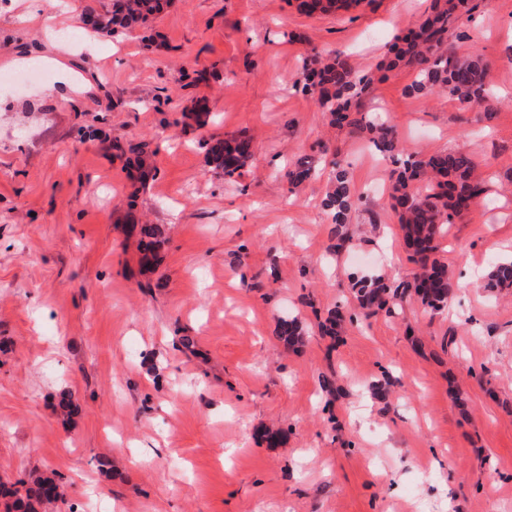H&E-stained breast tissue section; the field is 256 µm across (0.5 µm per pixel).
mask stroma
Wrapping results in <instances>:
<instances>
[{"instance_id":"35a3bbf8","label":"stroma","mask_w":512,"mask_h":512,"mask_svg":"<svg viewBox=\"0 0 512 512\" xmlns=\"http://www.w3.org/2000/svg\"><path fill=\"white\" fill-rule=\"evenodd\" d=\"M108 2L0 0V478L54 477L76 512H512V288L484 287L512 258V0H479L449 40L489 64L492 118L408 94V67L362 101L410 152L476 154L490 187L441 240L447 308L367 319L351 274L415 271L393 163L296 83L312 47L374 71L433 0L314 16L295 0H173L119 38L83 24ZM36 48L61 62L49 85L10 87L8 61ZM211 65L208 83L181 78ZM65 68L83 92L48 96ZM196 97L202 128L181 121ZM239 133L254 157L230 182L199 142ZM141 143L157 175L136 193L117 148ZM300 158L318 174L293 189ZM334 159L359 196L338 254L322 207ZM130 210L155 229L153 265ZM335 307L334 341L319 325ZM288 316L293 348L275 337ZM277 338L288 346H295L302 342V328L295 317L280 319L276 330Z\"/></svg>"}]
</instances>
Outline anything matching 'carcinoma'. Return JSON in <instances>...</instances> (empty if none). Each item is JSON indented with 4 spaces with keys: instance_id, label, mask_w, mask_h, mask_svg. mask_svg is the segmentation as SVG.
I'll list each match as a JSON object with an SVG mask.
<instances>
[{
    "instance_id": "obj_1",
    "label": "carcinoma",
    "mask_w": 512,
    "mask_h": 512,
    "mask_svg": "<svg viewBox=\"0 0 512 512\" xmlns=\"http://www.w3.org/2000/svg\"><path fill=\"white\" fill-rule=\"evenodd\" d=\"M360 0H298V10L306 15L328 14L347 10ZM171 0H112V4L94 13L93 31L119 36L145 26L164 13ZM476 5L473 0H438L429 13L422 14L409 34L399 37L389 50L385 68L400 65L416 71L408 92L417 95L446 93L463 106L480 104L488 96V65L476 55L456 56L448 53L447 42L452 25L470 18ZM372 77L359 74L349 60L312 49L305 59L297 87L315 98L318 107L329 114L330 124L352 126L368 136V142L385 157L393 158L405 148L395 133L372 120L353 116L355 99L365 93ZM206 163L231 181L240 175L252 159L251 138L239 135L229 139L210 136L201 141ZM133 179L145 186L155 176L149 155L136 151ZM312 164L300 158L290 165L288 184L294 187L314 178ZM486 197L481 166L463 150L437 153L426 157L408 156L401 167L391 172L390 198L402 238L418 264L410 281L387 282L381 278L355 276L352 290L359 308L367 317L385 313L392 316L406 300L419 302L435 314L445 309L455 288V278L448 265L436 257L437 239L455 219L463 218L471 206ZM358 197L347 168L333 163L331 190L323 200V208L336 224L334 248L341 250L352 241L344 230ZM486 287L491 290L512 288V262H499L488 273ZM344 322L341 310L329 312L321 324L325 336L338 335ZM277 338L288 346L302 342V328L296 318L280 319ZM58 485L46 477L34 488L18 487L0 481V499L8 512H44L45 506L57 502Z\"/></svg>"
}]
</instances>
